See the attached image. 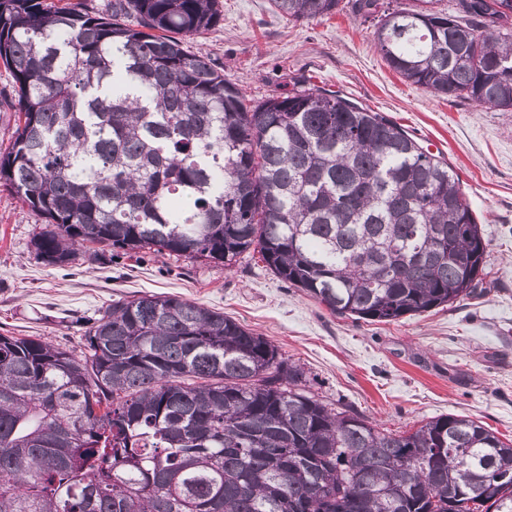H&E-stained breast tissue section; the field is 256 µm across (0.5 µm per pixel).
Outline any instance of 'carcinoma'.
Returning a JSON list of instances; mask_svg holds the SVG:
<instances>
[{
  "label": "carcinoma",
  "instance_id": "carcinoma-1",
  "mask_svg": "<svg viewBox=\"0 0 512 512\" xmlns=\"http://www.w3.org/2000/svg\"><path fill=\"white\" fill-rule=\"evenodd\" d=\"M343 0H272L290 21ZM348 0L389 67L512 111L499 0ZM0 0L16 112L0 184L86 244L230 267L253 249L331 312L391 323L474 295L487 241L448 164L315 86L254 102L186 40L219 0ZM83 348L0 335V512H512V441L440 415L408 434L335 411L303 370L177 295L106 308Z\"/></svg>",
  "mask_w": 512,
  "mask_h": 512
}]
</instances>
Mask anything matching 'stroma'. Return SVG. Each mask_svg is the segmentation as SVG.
<instances>
[{
  "label": "stroma",
  "instance_id": "obj_1",
  "mask_svg": "<svg viewBox=\"0 0 512 512\" xmlns=\"http://www.w3.org/2000/svg\"><path fill=\"white\" fill-rule=\"evenodd\" d=\"M220 23L190 39L248 98L315 84L385 115L457 176L489 240L475 297L397 322L330 313L278 279L258 253L231 268L145 250L112 257L96 245L50 266L31 246L44 225L0 185V334L78 347L86 321L115 302L173 294L265 337L305 371L329 408L350 409L389 431L444 415L467 416L512 438V112L448 100L392 70L372 23L350 11L292 22L271 0H220Z\"/></svg>",
  "mask_w": 512,
  "mask_h": 512
}]
</instances>
